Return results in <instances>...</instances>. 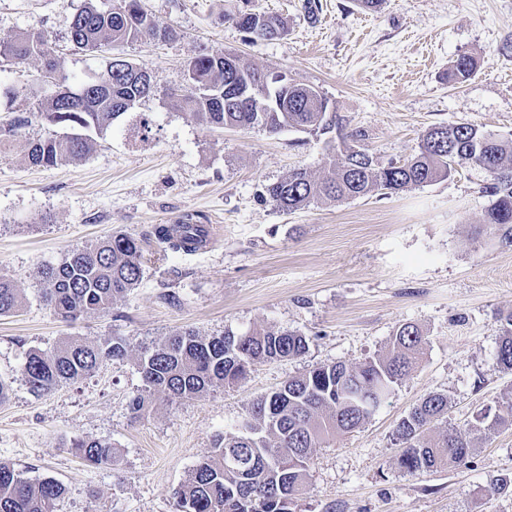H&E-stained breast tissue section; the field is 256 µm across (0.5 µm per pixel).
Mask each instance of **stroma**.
Masks as SVG:
<instances>
[{
  "label": "stroma",
  "instance_id": "stroma-1",
  "mask_svg": "<svg viewBox=\"0 0 512 512\" xmlns=\"http://www.w3.org/2000/svg\"><path fill=\"white\" fill-rule=\"evenodd\" d=\"M83 3L0 0V36L47 32L64 73L79 81L106 61L69 40ZM142 4L178 36L121 47L153 79L135 112L95 137L85 157L54 167L24 157L27 139L48 130L40 118L0 143V272L22 290L19 310L0 316V380L9 386L0 462L63 482L59 512H177L176 489L254 398L315 365L385 353L398 327L413 323L428 338L418 366L359 429L316 449L296 512H512V493L491 488L512 475V426L476 428L512 393V372L493 360L496 318L512 312V245L481 232L488 173L463 161L427 186L294 213L260 197L295 168L322 175L328 147L345 134H358L383 164L409 159L435 125L470 123L512 139V0H384L376 12L356 0ZM240 12L279 17L286 31L250 41L234 22ZM200 50L315 86L342 130H202L170 98ZM463 54L477 70L457 84L448 73ZM141 113L155 129L145 142L132 132ZM188 214L215 226V241L191 254L160 251L152 227ZM115 231L141 245L140 284L109 313L57 318L33 271ZM268 327L302 333L307 353L254 363L234 387L201 398L156 397L132 417L144 346L185 328L212 336ZM113 337L130 345L125 362L46 395L29 391L22 368L31 350ZM433 392L448 396L442 426L473 430L476 447L469 466L412 476L396 465V426ZM76 439L111 442L119 465L85 463L69 448Z\"/></svg>",
  "mask_w": 512,
  "mask_h": 512
}]
</instances>
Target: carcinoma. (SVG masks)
I'll list each match as a JSON object with an SVG mask.
<instances>
[{
    "mask_svg": "<svg viewBox=\"0 0 512 512\" xmlns=\"http://www.w3.org/2000/svg\"><path fill=\"white\" fill-rule=\"evenodd\" d=\"M122 15L106 13L96 0H85L73 16L70 38L74 50H99L154 37L173 40L177 32L161 29L141 5L123 0ZM285 32L277 17L257 14V20L240 17L236 24L255 40L274 39L259 32L258 20ZM0 56L19 62L38 59L43 67L61 72L50 37L26 31L0 37ZM476 69L469 55L453 64L452 79L462 82ZM188 88L171 94L173 105L206 130L259 126L270 133L283 129H326L335 123L325 97L315 101L282 85L271 98V111L231 109L224 99V55L199 53L187 63ZM35 99L37 114L57 130L27 139L26 158L34 166L52 167L85 156L91 133L104 134L114 121L133 109L153 91L148 69L120 55L79 85H62L51 95L40 80L22 89L0 86V98L13 100L19 91ZM32 124L28 116L0 127V143L18 136ZM469 160L490 176L484 193L490 197L485 212L486 233L512 244V140L482 132L469 123L433 126L421 137L418 151L402 163L379 164L368 150L347 145L332 146L324 158L323 175L317 178L305 168L265 187V199L282 211L304 210L319 201L341 202L372 194H396L430 185L452 173L453 163ZM156 242L163 249L194 251L189 240L207 236L205 224H159ZM143 276L141 247L122 233L98 243L69 250L57 264L37 268L33 278L42 287V298L53 313L70 322L106 313L138 286ZM21 291L14 280L0 275V315L15 311ZM498 341L494 348L497 368L512 371V312L497 318ZM427 338L415 324L405 323L392 336L387 353L357 366L341 362L320 364L288 378L279 387L252 402L232 431L216 436L212 450L193 467L188 479L175 491L179 512H292L308 475L315 449L338 434L358 429L394 392L419 363ZM308 349L302 334L288 328H268L236 334L201 336L193 329L177 331L144 348L137 359L142 387L129 402L139 416L150 398L162 393L171 399L200 397L216 387H230L246 378L257 361L297 359ZM129 344L121 339L98 342L70 340L51 351H31L23 374L30 392L48 394L64 384L78 383L106 362L128 357ZM448 413V396L430 393L396 427L403 447L398 468L407 474H423L466 466L475 444L470 434L454 427L438 439L425 437L427 430ZM487 429L512 425V396L505 398ZM71 451L93 465L116 466L120 450L105 440H78ZM66 493L54 478L30 480L13 466L0 462V512H57Z\"/></svg>",
    "mask_w": 512,
    "mask_h": 512,
    "instance_id": "1",
    "label": "carcinoma"
}]
</instances>
